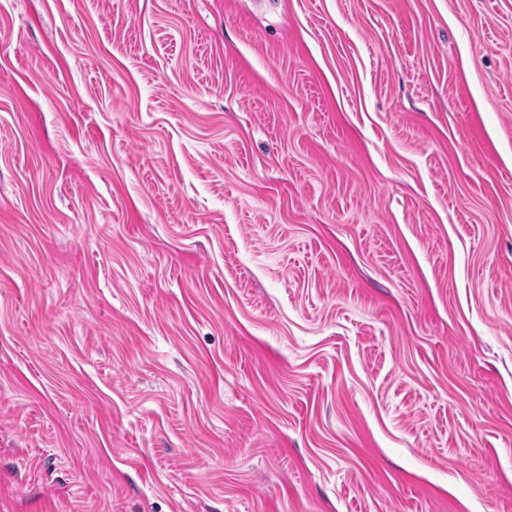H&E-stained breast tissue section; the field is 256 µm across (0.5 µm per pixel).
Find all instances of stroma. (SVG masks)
Returning a JSON list of instances; mask_svg holds the SVG:
<instances>
[{
  "label": "stroma",
  "mask_w": 512,
  "mask_h": 512,
  "mask_svg": "<svg viewBox=\"0 0 512 512\" xmlns=\"http://www.w3.org/2000/svg\"><path fill=\"white\" fill-rule=\"evenodd\" d=\"M0 512H512V0H0Z\"/></svg>",
  "instance_id": "obj_1"
}]
</instances>
